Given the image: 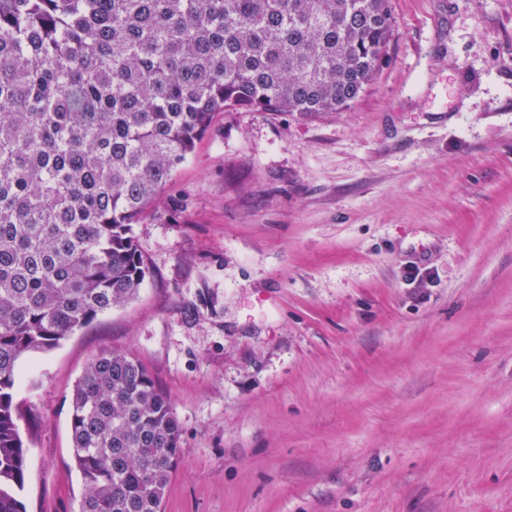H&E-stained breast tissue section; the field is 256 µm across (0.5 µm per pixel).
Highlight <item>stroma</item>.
<instances>
[{
    "mask_svg": "<svg viewBox=\"0 0 512 512\" xmlns=\"http://www.w3.org/2000/svg\"><path fill=\"white\" fill-rule=\"evenodd\" d=\"M336 116L218 113L134 227L138 297L22 363L28 512H77L104 351L169 396L163 512H512V0H392Z\"/></svg>",
    "mask_w": 512,
    "mask_h": 512,
    "instance_id": "obj_1",
    "label": "stroma"
}]
</instances>
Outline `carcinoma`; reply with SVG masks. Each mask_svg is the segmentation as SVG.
I'll return each instance as SVG.
<instances>
[{"label": "carcinoma", "instance_id": "cac0c4a2", "mask_svg": "<svg viewBox=\"0 0 512 512\" xmlns=\"http://www.w3.org/2000/svg\"><path fill=\"white\" fill-rule=\"evenodd\" d=\"M391 0H0V512H27L21 362L133 300V225L218 112L303 119L376 78ZM170 399L103 352L71 394L79 512H161Z\"/></svg>", "mask_w": 512, "mask_h": 512}]
</instances>
